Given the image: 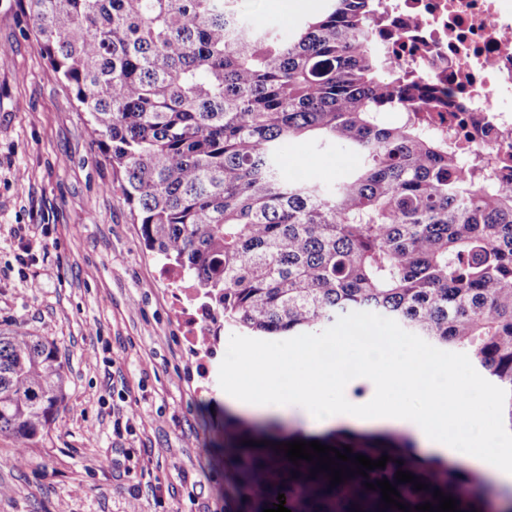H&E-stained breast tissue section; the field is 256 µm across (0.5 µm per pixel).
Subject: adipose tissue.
Instances as JSON below:
<instances>
[{
  "mask_svg": "<svg viewBox=\"0 0 512 512\" xmlns=\"http://www.w3.org/2000/svg\"><path fill=\"white\" fill-rule=\"evenodd\" d=\"M330 344L342 356L357 351L351 377L339 376L319 343L275 353L241 346L237 357L224 364V389L215 394V405L267 420L298 407L317 427L341 422L397 430L433 456L466 459L497 485H512V448L490 451L491 437L476 427L464 399L449 397L462 382L449 374L444 361L384 329H348ZM355 380L368 388L359 400L347 395Z\"/></svg>",
  "mask_w": 512,
  "mask_h": 512,
  "instance_id": "adipose-tissue-1",
  "label": "adipose tissue"
}]
</instances>
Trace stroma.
Segmentation results:
<instances>
[{
	"instance_id": "1",
	"label": "stroma",
	"mask_w": 512,
	"mask_h": 512,
	"mask_svg": "<svg viewBox=\"0 0 512 512\" xmlns=\"http://www.w3.org/2000/svg\"><path fill=\"white\" fill-rule=\"evenodd\" d=\"M1 51L0 330L55 343L69 402L28 447L0 437V512H225L224 416L209 403L224 344L241 334L223 327L195 350L87 112L48 71L28 0H0ZM282 154L289 174L325 186L359 163L302 141ZM436 355L464 375L479 421L498 426L487 374L462 352Z\"/></svg>"
}]
</instances>
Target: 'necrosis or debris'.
<instances>
[{"mask_svg": "<svg viewBox=\"0 0 512 512\" xmlns=\"http://www.w3.org/2000/svg\"><path fill=\"white\" fill-rule=\"evenodd\" d=\"M389 56L427 72L448 105L430 128L452 129L480 153L512 152V0H385Z\"/></svg>", "mask_w": 512, "mask_h": 512, "instance_id": "obj_1", "label": "necrosis or debris"}]
</instances>
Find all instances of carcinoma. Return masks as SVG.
Returning a JSON list of instances; mask_svg holds the SVG:
<instances>
[{"instance_id": "1", "label": "carcinoma", "mask_w": 512, "mask_h": 512, "mask_svg": "<svg viewBox=\"0 0 512 512\" xmlns=\"http://www.w3.org/2000/svg\"><path fill=\"white\" fill-rule=\"evenodd\" d=\"M240 0H29L50 70L89 113L145 244L224 323L252 336H304L373 314L409 336L465 351L494 381L512 430V154L486 157L416 120L437 106L378 48V0H323L282 36ZM361 158L333 189L285 175V141ZM55 344L0 331V436L33 442L66 409ZM234 437L224 499L235 512H400L438 489L461 512H512L476 475L408 453L402 435L350 444L383 469L334 487L277 446ZM277 471L261 498L259 472ZM428 489L399 483L397 470Z\"/></svg>"}]
</instances>
